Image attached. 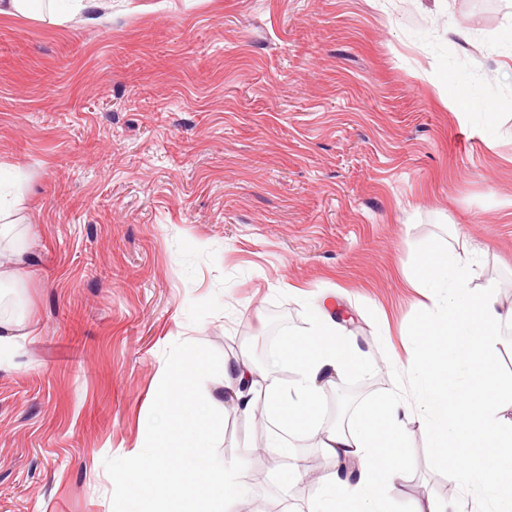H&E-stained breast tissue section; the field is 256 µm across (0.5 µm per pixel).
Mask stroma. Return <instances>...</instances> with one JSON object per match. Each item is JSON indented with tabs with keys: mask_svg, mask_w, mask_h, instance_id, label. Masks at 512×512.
I'll return each mask as SVG.
<instances>
[{
	"mask_svg": "<svg viewBox=\"0 0 512 512\" xmlns=\"http://www.w3.org/2000/svg\"><path fill=\"white\" fill-rule=\"evenodd\" d=\"M102 0L105 24L0 15V164L24 222L0 243V512H113L177 341L222 375L223 461L246 502L312 512L336 465L288 424L242 413L231 371L290 383L263 348L335 319L368 356L315 420L349 425L400 387L428 317L408 280L429 249L473 257L469 286L512 309V0ZM466 38L451 35V28ZM473 101L449 107L447 90ZM405 494L463 491L409 426ZM301 480L284 485L271 435Z\"/></svg>",
	"mask_w": 512,
	"mask_h": 512,
	"instance_id": "stroma-1",
	"label": "stroma"
}]
</instances>
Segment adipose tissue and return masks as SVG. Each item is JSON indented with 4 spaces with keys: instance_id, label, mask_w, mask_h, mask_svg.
I'll return each instance as SVG.
<instances>
[{
    "instance_id": "obj_1",
    "label": "adipose tissue",
    "mask_w": 512,
    "mask_h": 512,
    "mask_svg": "<svg viewBox=\"0 0 512 512\" xmlns=\"http://www.w3.org/2000/svg\"><path fill=\"white\" fill-rule=\"evenodd\" d=\"M98 0H0V15L23 14L62 23L96 7ZM413 287L430 303L429 317L414 331L416 350L405 367L415 399L388 395L358 418L355 428L322 434L321 447L339 471L321 477L318 512H387L390 496L403 493L401 450L411 422H421L441 463L452 464L457 480L476 492L485 512H512V415L501 401L496 347L504 319L490 292L469 286L460 256L425 254L409 273ZM293 366L291 385L267 380L260 394L246 388L255 371L246 361L234 370L238 407L252 413L264 407L270 418L288 420L308 433L324 399L329 375L365 369V352L345 336L316 305L307 334L290 338L280 353Z\"/></svg>"
}]
</instances>
